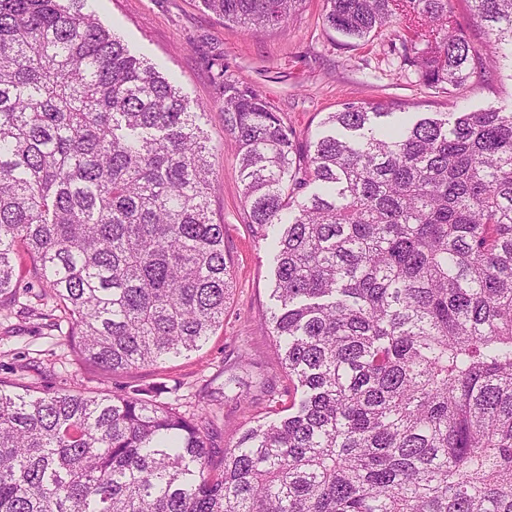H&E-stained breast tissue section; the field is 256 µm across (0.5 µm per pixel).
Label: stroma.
I'll return each instance as SVG.
<instances>
[{"instance_id": "35a3bbf8", "label": "stroma", "mask_w": 512, "mask_h": 512, "mask_svg": "<svg viewBox=\"0 0 512 512\" xmlns=\"http://www.w3.org/2000/svg\"><path fill=\"white\" fill-rule=\"evenodd\" d=\"M88 7L132 54L154 64L191 103L203 106L198 124L215 147L210 209L213 220L224 226L233 270L224 325L189 356L133 373L102 375L79 368L62 329L24 316V308L36 305L42 292L24 272L13 312L0 313V385L110 393L137 385L183 412L205 411L217 443L229 448L243 431L268 421L270 395H287L293 384L265 325L274 305V252L253 237L246 222L237 150L224 131L213 81L217 66L266 97L302 144L322 133L328 113L349 103L384 101L397 118L407 120L424 113L512 112V67L501 66L491 75L471 77L452 93L442 92L423 81L400 18L357 41L326 25L324 0H303L283 28L262 34L224 24L200 0H89ZM237 390L247 404L236 403Z\"/></svg>"}]
</instances>
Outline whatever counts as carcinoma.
<instances>
[{"mask_svg":"<svg viewBox=\"0 0 512 512\" xmlns=\"http://www.w3.org/2000/svg\"><path fill=\"white\" fill-rule=\"evenodd\" d=\"M87 0H0V312L16 261L77 360L131 373L224 325L231 260L210 217V146L173 81ZM263 33L303 0H200ZM499 54L477 60L452 0H325L363 39L408 6L420 69L456 90L512 63V0H471ZM247 223L273 239L265 323L301 398L212 445L203 415L134 389L0 386V512H512V112L349 104L300 147L218 65Z\"/></svg>","mask_w":512,"mask_h":512,"instance_id":"obj_1","label":"carcinoma"}]
</instances>
